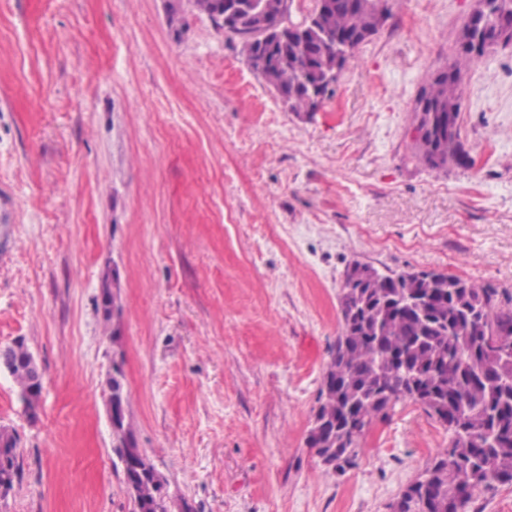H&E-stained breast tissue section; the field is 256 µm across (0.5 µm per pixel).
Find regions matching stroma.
<instances>
[{"label": "stroma", "mask_w": 512, "mask_h": 512, "mask_svg": "<svg viewBox=\"0 0 512 512\" xmlns=\"http://www.w3.org/2000/svg\"><path fill=\"white\" fill-rule=\"evenodd\" d=\"M472 7L395 0L306 113L192 0H0V346L43 383L30 413L0 370L22 469L0 512H134L116 364L170 512H391L447 427L398 403L341 474L305 438L348 263L512 292V43L462 78L472 165L412 154Z\"/></svg>", "instance_id": "1"}]
</instances>
